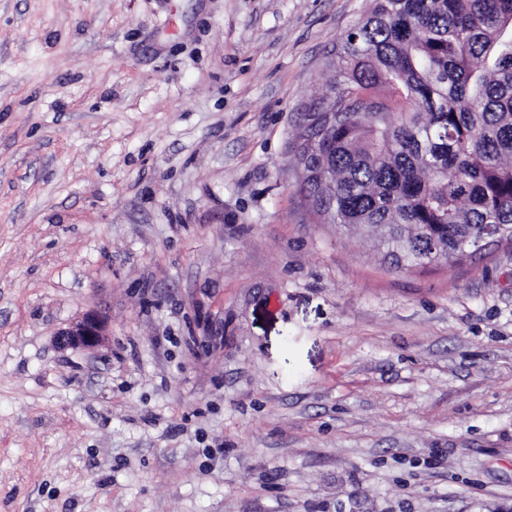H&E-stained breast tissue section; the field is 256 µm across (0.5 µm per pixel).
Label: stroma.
<instances>
[{
	"instance_id": "35a3bbf8",
	"label": "stroma",
	"mask_w": 512,
	"mask_h": 512,
	"mask_svg": "<svg viewBox=\"0 0 512 512\" xmlns=\"http://www.w3.org/2000/svg\"><path fill=\"white\" fill-rule=\"evenodd\" d=\"M368 6L0 0V512H512V246L396 270L295 186ZM58 336L59 343L63 346L93 348L103 342L106 325L96 313L88 312Z\"/></svg>"
}]
</instances>
